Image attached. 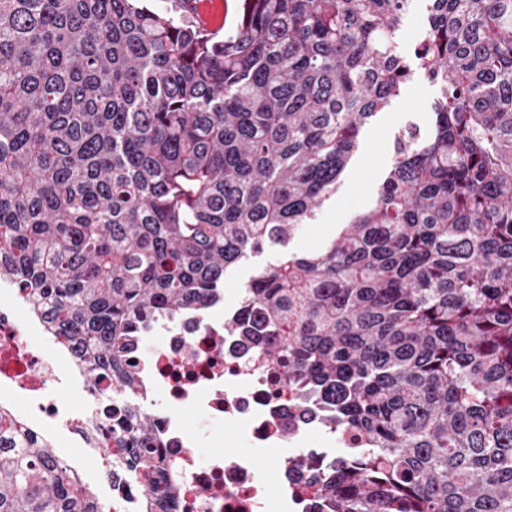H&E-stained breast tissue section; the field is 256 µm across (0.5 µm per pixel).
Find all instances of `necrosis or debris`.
Wrapping results in <instances>:
<instances>
[{
	"label": "necrosis or debris",
	"mask_w": 512,
	"mask_h": 512,
	"mask_svg": "<svg viewBox=\"0 0 512 512\" xmlns=\"http://www.w3.org/2000/svg\"><path fill=\"white\" fill-rule=\"evenodd\" d=\"M163 339L132 340L135 403L153 417L163 438L164 475L175 485L177 512H313L323 465L360 440L339 431L306 403L300 390L272 382L245 337L198 316L157 325ZM54 339L52 354L29 335ZM55 332L21 287L0 286V411L31 434L63 430L101 458L105 512H145L139 483L126 478L107 431L105 383L86 384L88 410L64 413L62 397L80 365L75 346ZM223 441V454L203 457L204 443ZM280 451L277 489L259 460Z\"/></svg>",
	"instance_id": "obj_1"
}]
</instances>
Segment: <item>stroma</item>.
Instances as JSON below:
<instances>
[{
  "mask_svg": "<svg viewBox=\"0 0 512 512\" xmlns=\"http://www.w3.org/2000/svg\"><path fill=\"white\" fill-rule=\"evenodd\" d=\"M438 95L436 85L422 74H415L404 86L400 96L363 128L361 148L342 174L335 194L327 201L315 223L306 225L292 239L288 249L309 253L322 248L342 227L360 212L371 207L381 181L393 159V142L397 131L407 124L427 128L431 105Z\"/></svg>",
  "mask_w": 512,
  "mask_h": 512,
  "instance_id": "obj_1",
  "label": "stroma"
}]
</instances>
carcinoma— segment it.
<instances>
[{
    "label": "carcinoma",
    "instance_id": "carcinoma-1",
    "mask_svg": "<svg viewBox=\"0 0 512 512\" xmlns=\"http://www.w3.org/2000/svg\"><path fill=\"white\" fill-rule=\"evenodd\" d=\"M409 2L243 0L218 38L189 0H0V280L110 382L148 509L174 491L127 338L316 220L413 77ZM427 2L429 131L400 129L374 205L276 253L224 322L363 441L317 512H512V0ZM0 512L104 508L0 413Z\"/></svg>",
    "mask_w": 512,
    "mask_h": 512
}]
</instances>
